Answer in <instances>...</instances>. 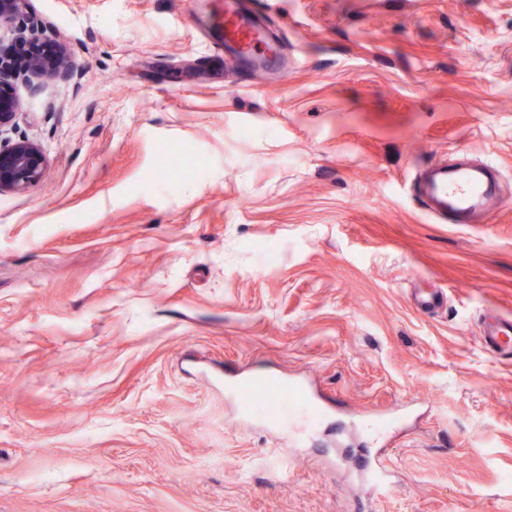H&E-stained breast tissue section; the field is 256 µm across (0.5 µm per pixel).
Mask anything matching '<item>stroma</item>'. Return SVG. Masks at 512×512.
Instances as JSON below:
<instances>
[{
    "label": "stroma",
    "mask_w": 512,
    "mask_h": 512,
    "mask_svg": "<svg viewBox=\"0 0 512 512\" xmlns=\"http://www.w3.org/2000/svg\"><path fill=\"white\" fill-rule=\"evenodd\" d=\"M249 2L286 80L210 62L207 0H28L77 77L0 137L46 157L0 192V512H512V0ZM465 156L501 203L433 223ZM258 370L335 405L302 447ZM482 339L491 351L511 353L512 320L496 312L488 313L484 319ZM380 463L381 462L379 461V457L377 455H373L371 457H363L358 459L356 462V469L364 476H370L375 472H379L376 482L369 487V489L373 492L382 487L392 485L390 476L387 471L380 470Z\"/></svg>",
    "instance_id": "35a3bbf8"
}]
</instances>
